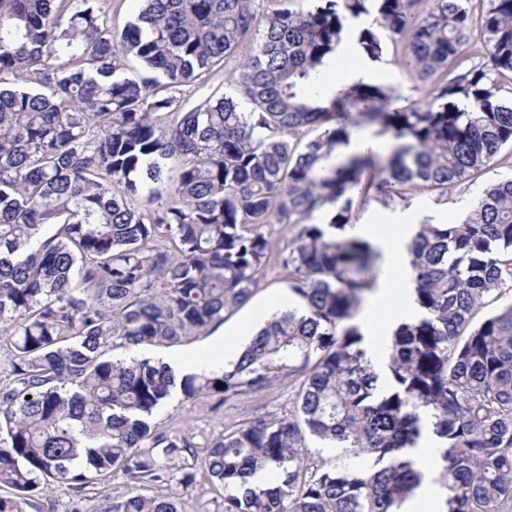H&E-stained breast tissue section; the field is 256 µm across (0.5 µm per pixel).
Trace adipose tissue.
I'll use <instances>...</instances> for the list:
<instances>
[{
	"instance_id": "ef3b65f1",
	"label": "adipose tissue",
	"mask_w": 512,
	"mask_h": 512,
	"mask_svg": "<svg viewBox=\"0 0 512 512\" xmlns=\"http://www.w3.org/2000/svg\"><path fill=\"white\" fill-rule=\"evenodd\" d=\"M358 231L380 249L388 269L387 276L380 281L377 293L360 318L366 357L375 369L380 370L388 360L395 329L415 314V282L409 268L407 244L417 227L399 224L389 231L378 224H363ZM258 329L259 323L254 317L245 327L219 329L209 340L208 353L178 354L166 358L165 363L179 377L222 370L226 361L239 358L244 338Z\"/></svg>"
}]
</instances>
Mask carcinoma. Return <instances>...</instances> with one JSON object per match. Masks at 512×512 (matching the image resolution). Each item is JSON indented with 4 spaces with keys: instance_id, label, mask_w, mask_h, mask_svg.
Listing matches in <instances>:
<instances>
[{
    "instance_id": "carcinoma-1",
    "label": "carcinoma",
    "mask_w": 512,
    "mask_h": 512,
    "mask_svg": "<svg viewBox=\"0 0 512 512\" xmlns=\"http://www.w3.org/2000/svg\"><path fill=\"white\" fill-rule=\"evenodd\" d=\"M98 2L0 0V512H41L49 487L85 512L84 491L116 472L125 489L96 512H179L174 487L195 483L198 444L153 423L171 391L216 410L287 380L300 381L291 411L207 442L217 512H401L423 479L422 409L445 512H512V302L477 320L512 282V178L461 221L419 225L417 315L382 378L355 322L382 254L335 234L354 193L442 196L512 145L494 78L512 73V0L477 13L471 0H266L262 12L255 0H141L121 29ZM364 16L361 52L378 60L384 39L406 38L407 65L431 81L425 102L330 88L326 66ZM475 33L488 64L448 77ZM228 65L208 94L179 96ZM367 126L393 140L382 161L344 152ZM368 169L378 180L364 185ZM323 209L329 222L312 221ZM273 224L292 231L279 253ZM275 265L303 313L269 320L223 370L178 379L144 352L222 323ZM117 347L141 353L115 360ZM261 470L267 484L251 486ZM426 422V428L423 437L419 441L418 447L415 449L414 454L419 460L420 469L425 473L426 480L422 486V490L430 484V477L435 467L438 465L440 457L436 450L435 438L427 426L428 418L423 415Z\"/></svg>"
}]
</instances>
